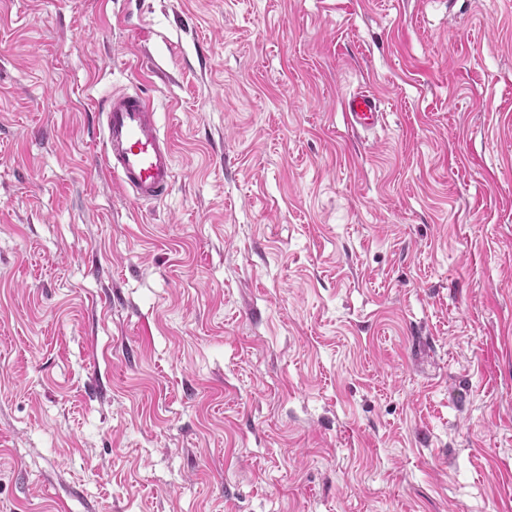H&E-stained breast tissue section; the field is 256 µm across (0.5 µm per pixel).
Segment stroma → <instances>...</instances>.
Listing matches in <instances>:
<instances>
[{
	"instance_id": "obj_1",
	"label": "stroma",
	"mask_w": 512,
	"mask_h": 512,
	"mask_svg": "<svg viewBox=\"0 0 512 512\" xmlns=\"http://www.w3.org/2000/svg\"><path fill=\"white\" fill-rule=\"evenodd\" d=\"M0 512H512V0H0ZM344 106L352 126L361 129L375 126L382 115L378 111L377 98L368 91H361L346 98ZM100 166L137 201H157L175 177L170 140L162 136L152 101L140 93L113 92L104 102Z\"/></svg>"
}]
</instances>
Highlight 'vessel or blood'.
Segmentation results:
<instances>
[{
	"label": "vessel or blood",
	"mask_w": 512,
	"mask_h": 512,
	"mask_svg": "<svg viewBox=\"0 0 512 512\" xmlns=\"http://www.w3.org/2000/svg\"><path fill=\"white\" fill-rule=\"evenodd\" d=\"M352 126L368 129L380 117L375 95L361 91L344 101ZM105 135L99 163L135 200L157 201L175 177L170 140L162 136L152 101L140 93L115 92L103 105Z\"/></svg>",
	"instance_id": "obj_1"
}]
</instances>
